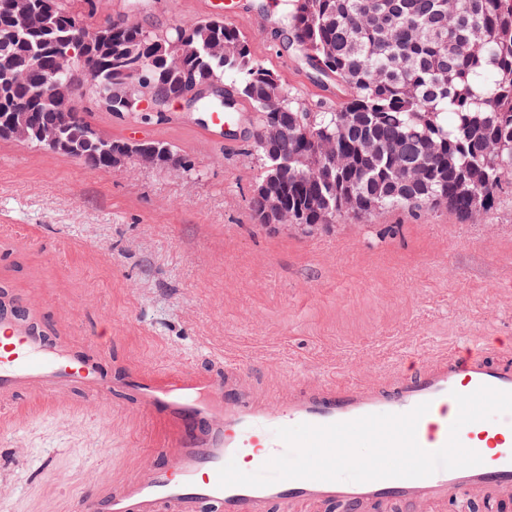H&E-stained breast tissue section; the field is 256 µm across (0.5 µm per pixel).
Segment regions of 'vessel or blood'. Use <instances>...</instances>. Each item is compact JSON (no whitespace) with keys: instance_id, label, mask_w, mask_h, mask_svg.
<instances>
[{"instance_id":"obj_1","label":"vessel or blood","mask_w":512,"mask_h":512,"mask_svg":"<svg viewBox=\"0 0 512 512\" xmlns=\"http://www.w3.org/2000/svg\"><path fill=\"white\" fill-rule=\"evenodd\" d=\"M208 15L253 23L246 0L208 5ZM512 392V362L476 346L444 353L413 376L391 383L303 385L282 400L255 396L234 376L224 381L185 370L163 377L129 371L113 378L94 347L46 339L24 314H0V403L26 395L51 404L71 388L98 404L120 390L148 411L163 429L161 459L140 474L79 498L73 512H281L312 505L319 512H423L430 505L468 499L512 502V413L465 425L461 443L482 464L440 470L423 478L368 482L284 480L263 487H219L218 470L247 460L250 471L283 454L275 429L300 423L328 425L369 414H403L429 403L417 425V441L428 451L442 448L458 414L454 393L480 386Z\"/></svg>"}]
</instances>
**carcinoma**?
Returning <instances> with one entry per match:
<instances>
[{
	"mask_svg": "<svg viewBox=\"0 0 512 512\" xmlns=\"http://www.w3.org/2000/svg\"><path fill=\"white\" fill-rule=\"evenodd\" d=\"M12 0H0V73L25 82L0 85V140L17 118L35 127L58 122L59 108L40 96L51 51L72 52L61 79L99 104L107 87L123 91L140 71L144 87L176 99L196 83L232 81L229 94L251 112V147L259 175L248 208L261 224L288 208L290 224H330L387 208L445 206L460 217L487 213L502 185L512 183V0H307L288 10L287 29L306 58L341 86L334 108H312L251 49L249 38L222 19L148 30L123 16L85 25L74 40L72 21L97 11L96 0H29L33 27H11ZM95 82L88 84L89 72ZM288 126L267 144L263 127ZM66 136L74 158L109 167L120 141L102 140L78 113ZM421 167L426 179L407 174Z\"/></svg>",
	"mask_w": 512,
	"mask_h": 512,
	"instance_id": "1",
	"label": "carcinoma"
}]
</instances>
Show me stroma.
Instances as JSON below:
<instances>
[{"mask_svg": "<svg viewBox=\"0 0 512 512\" xmlns=\"http://www.w3.org/2000/svg\"><path fill=\"white\" fill-rule=\"evenodd\" d=\"M202 0H99L145 28L204 19ZM254 53L310 103L342 90L284 36L283 7L249 0ZM143 138L178 146L199 175L135 165L109 173L75 158L0 141V290L40 310L44 335L97 339L115 373L238 365L259 394L341 379L389 381L458 343L500 344L512 358V185L491 212L386 209L311 231L256 223L247 206L258 165L250 140L215 145L197 114ZM158 423L119 392L91 406L80 392L43 406L23 397L0 413V512H71L85 475L136 476ZM27 448L14 455L15 442Z\"/></svg>", "mask_w": 512, "mask_h": 512, "instance_id": "35a3bbf8", "label": "stroma"}]
</instances>
